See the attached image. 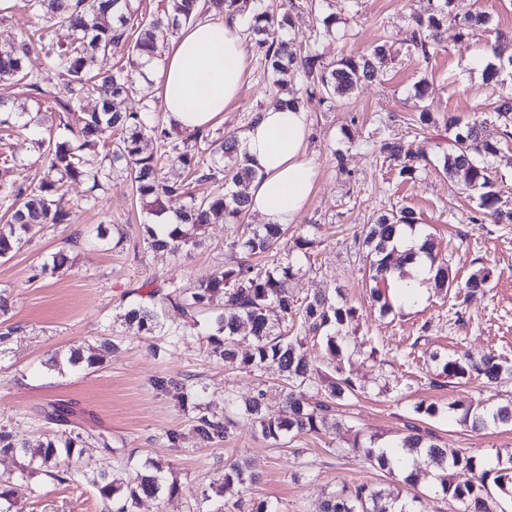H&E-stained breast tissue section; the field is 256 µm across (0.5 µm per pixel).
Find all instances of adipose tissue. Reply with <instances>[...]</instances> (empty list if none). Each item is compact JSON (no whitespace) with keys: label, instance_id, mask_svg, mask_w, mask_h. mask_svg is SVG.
<instances>
[{"label":"adipose tissue","instance_id":"ef3b65f1","mask_svg":"<svg viewBox=\"0 0 512 512\" xmlns=\"http://www.w3.org/2000/svg\"><path fill=\"white\" fill-rule=\"evenodd\" d=\"M254 50L239 21H199L180 31L165 60L150 77L168 123L191 132L210 127L238 98ZM311 133L304 107H269L256 113L240 141V154L257 177L251 184L250 211L268 224H291L308 204L318 169L307 153ZM420 234L403 232L398 251L417 253L415 279L400 282L392 295L395 307L413 308L425 294L418 283L430 266L418 249Z\"/></svg>","mask_w":512,"mask_h":512}]
</instances>
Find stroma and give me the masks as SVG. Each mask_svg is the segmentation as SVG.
I'll return each mask as SVG.
<instances>
[{
	"mask_svg": "<svg viewBox=\"0 0 512 512\" xmlns=\"http://www.w3.org/2000/svg\"><path fill=\"white\" fill-rule=\"evenodd\" d=\"M266 2L291 17L282 37L306 42L324 63L369 53L384 41L392 47L383 77L363 84L347 100L307 96L301 76L288 87L289 94L302 97L309 114L308 153L319 175L278 259L292 266L288 290L296 298L329 292L336 303L357 309L344 333L342 366L360 389L336 402L337 428L290 437L277 446L260 425L241 420L224 442L199 443L192 411L157 389L158 378L191 377L203 388L205 401L219 407L225 395L247 397L261 387L266 404L275 410L282 400L276 370L225 366L208 352L207 325L188 329L175 343L161 331L138 333L121 315L133 285H186L237 266L244 255L234 242L243 226L213 224L201 247L174 256L153 252L144 231L151 217L119 176L99 192L93 206L84 202L87 184H67L68 198L77 202L69 223L44 229L12 257L0 259V297L8 304L7 312L0 313V427L35 446L57 432L42 418V408L56 402L71 405L78 429L109 437L116 449L111 455L87 444L71 460L72 468L93 469L108 461L117 471L123 458L132 456L154 459L176 476L178 494L143 500L138 512H195L196 494L235 461L248 462L255 479L241 495L224 496V512H253L261 503L276 512H321L332 493L361 482L405 497L420 494L427 512H462L457 500L433 493V476L409 487L403 474L374 465L363 449L394 445L414 425L431 431L441 447L467 448L490 463L512 451V427L477 431L451 408L458 400L480 411L512 401V224L478 220L477 197L435 166L420 167L412 179L401 180L397 168L380 157L379 147L386 139L402 138L427 151L447 142L444 118L484 119L486 135L498 148L491 163L500 204L512 210V140L502 139L475 67L476 59L492 48L512 54V0H466V8L487 15L488 23L475 37L444 43L427 59L412 53L411 36L412 16L426 12L428 0ZM330 14L336 24L328 33L322 19ZM421 80L428 89L420 97L415 85ZM275 93L270 72L259 56H252L241 95L219 116L216 132L242 133ZM14 99L26 101L29 129L11 137L13 167L0 164L2 183L38 171L35 142L55 132L58 123L57 113L39 110L22 88L0 81V100ZM422 112L435 118L423 131L416 124ZM400 205L414 209L418 230L432 240L437 262L447 264L458 280L481 268L490 270L485 292L462 302L454 292L431 288L417 308L381 313L371 298L357 238L364 225ZM299 236L309 239L307 252L294 247L292 240ZM61 249L70 257L65 272L34 277V268ZM106 339L115 348L96 367L59 373L47 366L54 354L78 347L88 355ZM466 352L494 353L509 370L493 383L480 376H445L442 360ZM420 403L435 405L437 415L417 413ZM172 431L180 436L174 446L167 440ZM17 509L102 512L103 505L90 486L59 485L37 473L19 496Z\"/></svg>",
	"mask_w": 512,
	"mask_h": 512,
	"instance_id": "1",
	"label": "stroma"
}]
</instances>
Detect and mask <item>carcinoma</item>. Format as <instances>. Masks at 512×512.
<instances>
[{
  "instance_id": "1",
  "label": "carcinoma",
  "mask_w": 512,
  "mask_h": 512,
  "mask_svg": "<svg viewBox=\"0 0 512 512\" xmlns=\"http://www.w3.org/2000/svg\"><path fill=\"white\" fill-rule=\"evenodd\" d=\"M430 2L429 13L413 14V51L425 59L435 45L447 39L461 42L473 37L485 23L482 16L464 10L463 0ZM30 8L42 26L29 33L23 31L16 43L0 47V81L22 85L33 99L52 100L48 110L61 113L64 132L46 143L39 142L46 169L43 176L15 182L0 194V208L10 215V222L0 226V259L10 257L31 234L68 223L71 206L63 190L66 182L84 181L94 192L116 172L129 177L133 194L156 218L167 213L165 202H181L174 211L176 223L165 225L161 233L152 224L146 227L150 247L156 252L174 254L187 246L196 247L202 243L208 225L243 221L249 211L247 190L255 173L239 158L236 136L215 137L207 128L179 140L162 123L150 122L148 113L124 107L133 94H152L153 83L147 71L157 59L158 44L180 27L212 11L229 19L239 17L248 22L255 53L274 73V85L282 86L301 72L323 98L338 101L350 97L361 83L376 80L390 51L384 42L360 58L343 56L336 64L325 66L310 50L280 38L278 32L289 22L288 14L275 15L265 0H166L163 14L148 21L137 17L132 0H30ZM57 24L67 28V39L54 40ZM37 50L44 53L46 73L60 81L61 89L56 93L48 90L43 75L26 68L28 55ZM118 50L127 53V61L121 66L112 64ZM506 74L512 75V57L490 63L484 70L485 80L493 88L491 111L500 121L502 138L512 139V85H507ZM89 97L96 99L91 108L85 104ZM446 125L448 146L434 145V155L446 175L460 178L465 189L480 192L483 214L492 222L511 221L512 213L497 206L499 197L488 158L496 155L498 148L484 137L482 123L450 117ZM147 134L158 141V153H142L140 143ZM379 154L398 167L403 178L413 177L420 166L431 162L427 153L415 151L411 144L397 138L385 140ZM173 164L182 170L179 179L167 176L166 168ZM208 183L213 186L212 192L196 193L198 186ZM417 223L415 212L400 206L381 215L365 234L369 277L375 283L371 294L385 311L390 306L379 285L392 279L395 270L416 256L412 251L396 254L392 241L401 227L412 228ZM286 233L282 225L259 224L239 242V247L249 256L276 253ZM430 261L432 283L440 291L457 288L468 297L482 291L489 281V271L480 269L461 284L448 265L436 263L433 257ZM290 271L291 266L275 259L270 264L246 260L193 286L171 284L166 291H136V299L125 308L122 318L151 336L163 327V313L169 306L192 323L196 316L207 315L209 352L234 368L251 372L275 366L286 390L282 405L275 411L265 405L261 389L239 406L228 397L224 407L237 406L240 415L258 422L263 434L275 443L290 434L318 433L329 423L331 402L354 394L357 384L337 367L326 393H321L320 374L307 358L304 341L323 330L326 351L338 356L343 340L340 332L353 320L356 309L338 306L326 295L310 301L294 299L287 289ZM290 321L299 323L303 335H288ZM243 330L252 337L247 350L239 349L238 336ZM101 361L100 356L85 358L78 350L61 362L52 359L53 368L59 371L66 365L91 367ZM502 370L499 358L491 353H467L446 361L442 367L443 374L450 378L463 379L475 372L489 381L497 379ZM156 387L172 395L182 408L194 412L193 431L201 443L217 444L227 438L233 421L228 414L220 415L202 402L199 389L189 379L161 378ZM451 409L463 411V420H472L475 428L491 422L512 424V404L486 413H474L461 403ZM42 414L64 430L36 448L16 442L11 432L0 428V453L25 460L16 473L0 479V512H14L18 491L35 470L58 484L90 485L97 490L107 512H137L145 498L159 499L179 492L177 480L169 478L153 460L127 461L126 467L136 470V476L128 479L106 467L92 472L61 468L62 458L74 457L86 437L68 428L73 415L68 405L50 403ZM399 448L425 456L429 466L442 472L439 488L462 504V512H497L499 504L489 490L490 481L505 494L512 491V453L497 456L496 463L489 465L465 449L439 447L432 435L418 428L402 440ZM457 469L477 473L476 480L455 482ZM250 480L252 476L233 463L224 469L216 492L222 494ZM422 507L424 501L417 494L404 502L361 483L346 493L332 494L324 502L323 512H424Z\"/></svg>"
}]
</instances>
